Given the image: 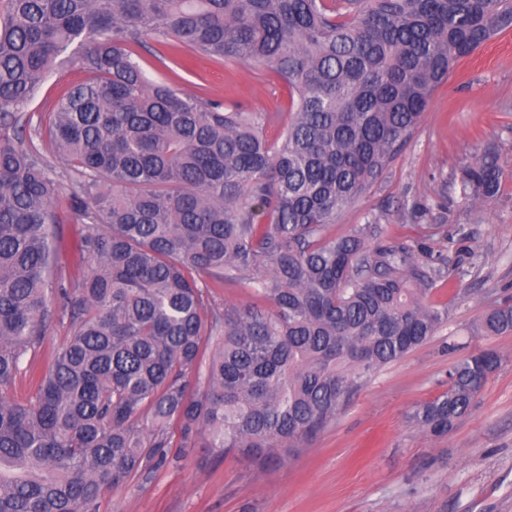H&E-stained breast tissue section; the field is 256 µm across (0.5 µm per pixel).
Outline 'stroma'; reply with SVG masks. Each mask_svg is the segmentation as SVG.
<instances>
[{"label": "stroma", "instance_id": "35a3bbf8", "mask_svg": "<svg viewBox=\"0 0 512 512\" xmlns=\"http://www.w3.org/2000/svg\"><path fill=\"white\" fill-rule=\"evenodd\" d=\"M151 47L140 60L149 79L253 112L289 107L276 79L237 63L201 59L172 79L152 56L160 42ZM490 145L501 189L474 205L461 171ZM422 223L437 227L428 257L448 267L430 295L450 309L436 336L374 374L297 458L262 468L195 448L113 490L100 512H512V335L475 330L491 301L512 295V28L454 65L405 150L331 233L377 224L408 239ZM486 348L501 365L471 414L441 438L410 427L408 411L447 389L454 362Z\"/></svg>", "mask_w": 512, "mask_h": 512}]
</instances>
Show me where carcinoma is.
I'll list each match as a JSON object with an SVG mask.
<instances>
[{
    "instance_id": "1",
    "label": "carcinoma",
    "mask_w": 512,
    "mask_h": 512,
    "mask_svg": "<svg viewBox=\"0 0 512 512\" xmlns=\"http://www.w3.org/2000/svg\"><path fill=\"white\" fill-rule=\"evenodd\" d=\"M511 27L512 0H6L0 512H100L130 478L178 462L172 448L290 457L435 336L448 306L427 302L443 271L423 259L426 235L329 226L401 153L454 64ZM153 36L174 73L204 55L275 76L288 121L151 81L135 57ZM62 60L84 78L34 126L28 108ZM501 173L486 149L462 172L465 196L496 197ZM69 213L87 272L53 282ZM226 288L253 302H218ZM53 321L71 333L37 366ZM477 331L511 335L512 304L493 302ZM500 364L492 349L459 360L409 424L448 434Z\"/></svg>"
}]
</instances>
